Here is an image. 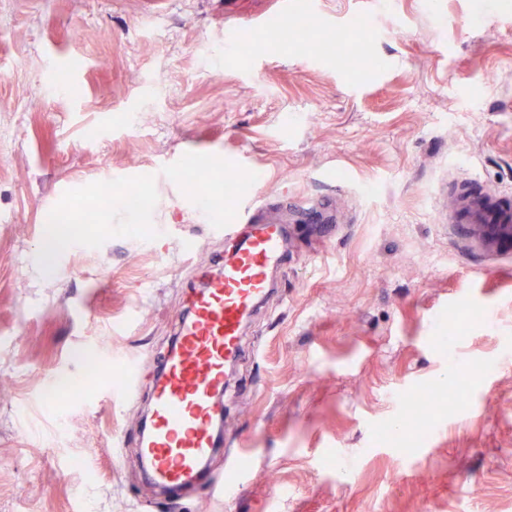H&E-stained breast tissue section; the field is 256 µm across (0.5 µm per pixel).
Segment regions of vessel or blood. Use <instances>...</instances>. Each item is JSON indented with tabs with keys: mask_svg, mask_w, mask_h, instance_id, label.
Listing matches in <instances>:
<instances>
[{
	"mask_svg": "<svg viewBox=\"0 0 512 512\" xmlns=\"http://www.w3.org/2000/svg\"><path fill=\"white\" fill-rule=\"evenodd\" d=\"M284 15L318 19L314 0H280ZM459 202L470 223L511 224L512 203L487 192L478 175L468 177ZM314 213L320 223H336L335 204L296 199L287 209L268 210L256 199L238 210L235 221L211 225L218 237L233 239L224 266L192 299L189 313L176 326L177 345L155 382L152 423L140 448L153 484L174 490L199 473L214 448L211 424L224 393L228 367L243 351L248 322L268 298L270 277L284 258V226L289 214ZM242 456L226 459L224 477L214 489L229 492L244 476Z\"/></svg>",
	"mask_w": 512,
	"mask_h": 512,
	"instance_id": "obj_1",
	"label": "vessel or blood"
}]
</instances>
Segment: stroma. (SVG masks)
Returning <instances> with one entry per match:
<instances>
[{
  "mask_svg": "<svg viewBox=\"0 0 512 512\" xmlns=\"http://www.w3.org/2000/svg\"><path fill=\"white\" fill-rule=\"evenodd\" d=\"M277 2L0 0V512H512V246L439 216L454 176L512 191V0H387L366 15L319 0L322 31L346 41L368 23L380 66L367 80L318 45L281 43ZM244 30L250 54L235 47ZM215 155L207 193L168 172ZM244 163L242 197L332 193L345 221L331 237L288 225L247 326L209 459L220 472L244 449L242 486L173 497L144 475L141 428L177 321L224 264L209 227L237 206L212 195ZM105 180L120 189L83 229ZM135 189L147 202L132 209ZM59 212L73 243L39 266ZM468 309L480 319L460 321ZM132 361L140 392L111 403ZM448 375L465 383L453 406ZM60 379L93 389L46 406ZM429 383L426 439L377 441Z\"/></svg>",
  "mask_w": 512,
  "mask_h": 512,
  "instance_id": "35a3bbf8",
  "label": "stroma"
}]
</instances>
